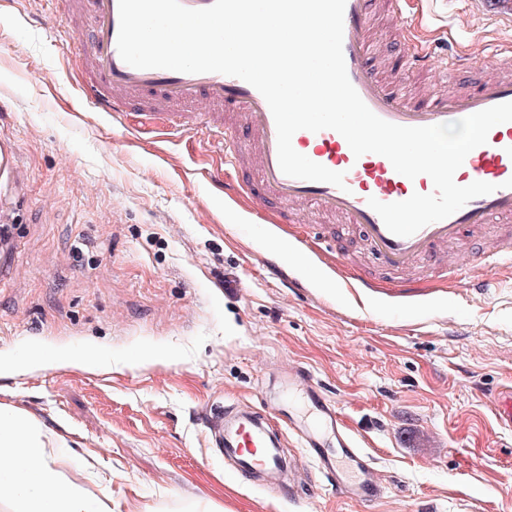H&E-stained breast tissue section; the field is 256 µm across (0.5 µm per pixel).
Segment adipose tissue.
I'll use <instances>...</instances> for the list:
<instances>
[{
	"instance_id": "ef3b65f1",
	"label": "adipose tissue",
	"mask_w": 512,
	"mask_h": 512,
	"mask_svg": "<svg viewBox=\"0 0 512 512\" xmlns=\"http://www.w3.org/2000/svg\"><path fill=\"white\" fill-rule=\"evenodd\" d=\"M60 441L33 417L0 412V502L14 512H112L107 491L95 495L67 478L69 463L53 449Z\"/></svg>"
}]
</instances>
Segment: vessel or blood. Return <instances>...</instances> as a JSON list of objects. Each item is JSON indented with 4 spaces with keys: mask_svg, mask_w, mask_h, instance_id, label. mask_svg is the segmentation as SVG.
Masks as SVG:
<instances>
[{
    "mask_svg": "<svg viewBox=\"0 0 512 512\" xmlns=\"http://www.w3.org/2000/svg\"><path fill=\"white\" fill-rule=\"evenodd\" d=\"M57 13L69 35L67 49L83 76L84 93L97 111L118 116L137 109L165 118L173 135L193 134L224 148L227 165L247 173L241 190L257 206L271 201L293 205L313 202L326 212L342 215L356 225L369 244L381 271L395 275L400 294L417 288V269L438 266L441 250L464 232L480 231L491 219L508 220L493 249L471 262L441 267L449 280L470 279L477 267L512 262V122L494 127L486 144L472 150L454 179L466 186L475 181L495 184V192L472 199L451 216L431 223L408 237L391 233L369 206V198L384 203L408 199L413 193L434 190L429 176L410 179L397 173L384 156H354L338 132L301 130L294 149L326 168L343 173L344 188L285 175L278 163L277 131L271 110L261 93L245 81L220 73H181L165 69H138L126 64L117 48L118 0H60ZM371 19L366 0H346L343 54L349 80L367 107L381 119L401 126H430L447 122L452 113L474 114L512 102V56L498 61L469 54L467 65L475 75L461 95L440 98L399 94L386 86L369 65L372 50ZM455 60L407 46L395 60L406 74L452 69ZM244 122L247 137L237 141L235 126ZM288 381L302 387L313 419L304 421L292 407L276 409L318 470L330 479L337 494L366 503L381 492L369 456L356 434L346 426L337 407L321 392L311 371L300 367ZM215 441L233 469L281 489L287 467L280 442L262 411L232 410L215 424Z\"/></svg>",
    "mask_w": 512,
    "mask_h": 512,
    "instance_id": "b4317fda",
    "label": "vessel or blood"
}]
</instances>
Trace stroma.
I'll return each mask as SVG.
<instances>
[{"label": "stroma", "instance_id": "stroma-1", "mask_svg": "<svg viewBox=\"0 0 512 512\" xmlns=\"http://www.w3.org/2000/svg\"><path fill=\"white\" fill-rule=\"evenodd\" d=\"M50 0H0V138L19 148L21 184L4 194L0 246V411L22 412L93 459L112 512H512V432L493 399L512 386V267L471 281L427 279L407 296L377 272L358 229L290 223L234 193L243 174L220 144L170 136L133 110L95 111L59 39ZM371 57L401 40L459 55L512 49L500 0H404L379 17ZM309 239L293 246L295 235ZM59 351L91 369L33 364ZM308 367L363 440L382 492L339 497L282 437L295 474L272 492L237 477L211 419L301 407L283 384Z\"/></svg>", "mask_w": 512, "mask_h": 512}]
</instances>
